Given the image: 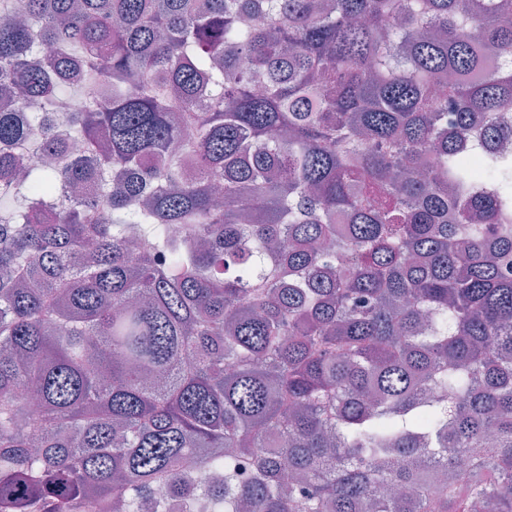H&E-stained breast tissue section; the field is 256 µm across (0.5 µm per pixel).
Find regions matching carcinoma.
<instances>
[{
    "mask_svg": "<svg viewBox=\"0 0 512 512\" xmlns=\"http://www.w3.org/2000/svg\"><path fill=\"white\" fill-rule=\"evenodd\" d=\"M510 112L512 0H0V512H512Z\"/></svg>",
    "mask_w": 512,
    "mask_h": 512,
    "instance_id": "cac0c4a2",
    "label": "carcinoma"
}]
</instances>
